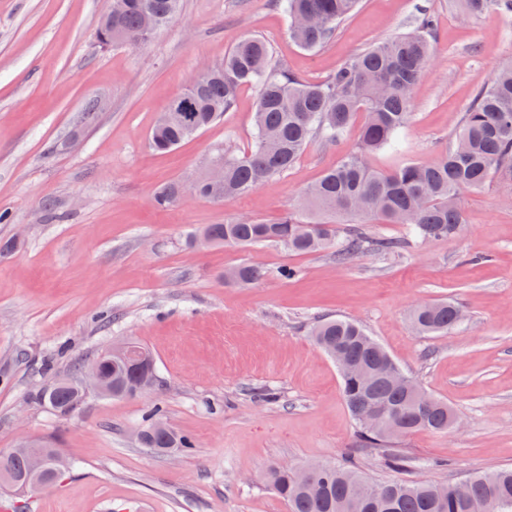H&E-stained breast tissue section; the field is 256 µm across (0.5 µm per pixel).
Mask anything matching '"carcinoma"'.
I'll return each mask as SVG.
<instances>
[{
	"mask_svg": "<svg viewBox=\"0 0 512 512\" xmlns=\"http://www.w3.org/2000/svg\"><path fill=\"white\" fill-rule=\"evenodd\" d=\"M461 17L469 19L490 10L512 15V0H459ZM288 15L291 38L305 49L323 46L337 26L350 16L360 0H276ZM180 0H112V16H103L100 32L112 44L136 47L165 28L178 12ZM432 20L424 17L409 31L395 36L341 64L320 82H306L272 62L268 44L255 36L240 38L224 62L191 79L190 89L176 94L167 109L168 119L151 128L149 145L168 152L224 117L238 92L255 86V144L243 154L224 150V185L217 189L198 180L192 191L202 197L233 199L250 193L271 178L286 172L310 141L327 144L341 140L358 114H364L356 148L342 162L325 171L300 195L297 205L276 222L231 217L222 224H207L189 239L195 246L207 237L214 246L277 245L295 254L329 251L344 262L365 250L394 252L400 243L392 238L367 237L359 228L343 229L336 216L351 219L374 217L386 224L405 226L414 239H448L458 234L465 218L461 195L483 188L495 177L512 178V67L492 75L463 113L458 132L432 163L409 162L389 171L369 167L367 158L380 150L399 146L400 131L411 120L416 85L432 58ZM189 102L190 121L181 119L175 103ZM185 191L176 181L158 188L154 204L176 205ZM224 284L248 286L270 275L283 280L297 270L282 266L270 270L247 263L224 271ZM464 317L451 301L424 302L410 314L419 336L445 334ZM314 343L328 356L340 352L355 367L379 371L397 362L357 322L325 318L310 330ZM104 372L115 383L116 398L134 385L129 364L107 362ZM342 394L358 427L356 447L377 453L387 466L405 468L407 457L394 440L418 431L448 432V403L424 393L418 401L405 387L386 377L364 387L343 374ZM31 400L67 417L78 411L86 396L75 378L50 382ZM163 419L159 409L147 415L145 448L187 452L190 437L175 431L156 433L150 424ZM18 480L28 475V453L8 457ZM310 480L297 478L291 469L276 467L268 476L272 490L290 512H353L352 502L360 478L349 465H311ZM377 493L367 496L360 512H465L464 500L453 484L409 481L373 483ZM466 498L483 501L490 512H512V470L478 473L466 479Z\"/></svg>",
	"mask_w": 512,
	"mask_h": 512,
	"instance_id": "cac0c4a2",
	"label": "carcinoma"
}]
</instances>
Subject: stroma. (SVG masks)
<instances>
[{"mask_svg": "<svg viewBox=\"0 0 512 512\" xmlns=\"http://www.w3.org/2000/svg\"><path fill=\"white\" fill-rule=\"evenodd\" d=\"M110 0H0V449L22 435L53 444L73 466L56 488L6 495L23 512H289L269 487L287 462L352 463L369 482H460L512 468V182L462 197V232L411 239L399 224L364 232L404 241L393 254L294 255L279 246H189L194 231L236 215L276 221L300 192L353 151L356 132L311 142L285 173L224 202L184 193L167 210L155 190L190 184L216 149L254 144L258 90L243 87L219 122L166 153L149 132L189 79L220 64L242 36L320 81L371 46L434 21V56L417 84L402 148L369 159L391 171L429 162L498 70L512 67V16L461 20L456 0H362L323 47L288 36L275 0H182L179 15L137 48L101 46ZM102 108L94 123L86 101ZM295 267L248 288L224 268ZM452 298L465 318L443 336H418L410 310ZM357 321L404 372L458 412L448 433L398 443L412 465L383 466L356 446V426L335 363L311 340L318 319ZM152 354L158 384L134 399L89 396L70 417L31 403L52 377L72 373L112 341ZM274 393L257 402L255 390ZM195 448L166 456L135 432L153 405Z\"/></svg>", "mask_w": 512, "mask_h": 512, "instance_id": "1", "label": "stroma"}]
</instances>
